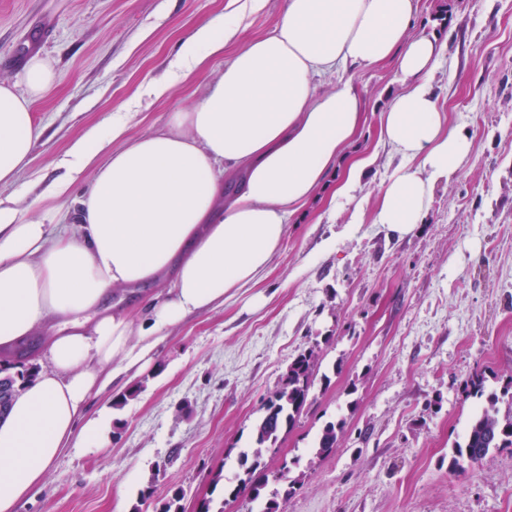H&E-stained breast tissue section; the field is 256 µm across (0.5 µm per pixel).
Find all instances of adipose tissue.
<instances>
[{"label":"adipose tissue","mask_w":512,"mask_h":512,"mask_svg":"<svg viewBox=\"0 0 512 512\" xmlns=\"http://www.w3.org/2000/svg\"><path fill=\"white\" fill-rule=\"evenodd\" d=\"M418 0H284L277 24L251 40L163 130L137 137L112 118L79 138L62 164L95 177L73 212L23 220L0 197V365L54 330L38 377L0 419V512H17L71 448H105L109 407L88 401L148 362L166 332L256 285L290 219L320 188L349 197L373 155L349 157L365 101L353 71L394 61L402 88L379 117L378 143L398 165L372 222L392 238L423 224L438 187L468 160L466 128L450 126L433 86L446 44L411 33ZM240 30L235 14L199 25L180 46L194 71ZM322 78L336 85L318 91ZM46 58L22 84L0 81V190L31 163L44 127L34 102L55 84ZM167 281L143 312L107 308L113 289Z\"/></svg>","instance_id":"1"}]
</instances>
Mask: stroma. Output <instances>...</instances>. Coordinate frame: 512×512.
<instances>
[{
	"mask_svg": "<svg viewBox=\"0 0 512 512\" xmlns=\"http://www.w3.org/2000/svg\"><path fill=\"white\" fill-rule=\"evenodd\" d=\"M419 2L412 31L452 29L435 84L450 124L473 142L425 224L394 242L350 221L356 200L373 210L395 167L379 148L378 118L401 88L393 62L358 70L367 103L359 144L377 159L353 199L321 192L290 222L256 289L170 331L135 376V397L114 384L92 397L94 410L123 402L110 447L62 455L19 512H157L176 488L181 512L202 498L214 512H252L247 499L224 501L211 478L235 480V453L250 447L262 400L310 347L331 382L315 384L296 427L262 457L267 492L283 487L281 463L298 480L286 512H512V450L448 473V452L477 405L463 381L478 372L498 391L512 380V0ZM227 3L0 0V81L21 82L35 55L58 78L34 104L45 132L18 179L25 219L52 206L58 162L79 136L116 112L126 113L129 135L161 129L275 26L283 6L266 0L222 55L168 95H147L146 78L168 76L180 40ZM338 420L336 450L316 455L317 435ZM151 483L154 499L140 501Z\"/></svg>",
	"mask_w": 512,
	"mask_h": 512,
	"instance_id": "obj_1",
	"label": "stroma"
}]
</instances>
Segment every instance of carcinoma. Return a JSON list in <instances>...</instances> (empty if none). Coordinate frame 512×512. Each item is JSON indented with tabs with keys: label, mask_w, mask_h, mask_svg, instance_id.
<instances>
[{
	"label": "carcinoma",
	"mask_w": 512,
	"mask_h": 512,
	"mask_svg": "<svg viewBox=\"0 0 512 512\" xmlns=\"http://www.w3.org/2000/svg\"><path fill=\"white\" fill-rule=\"evenodd\" d=\"M317 366L318 356L315 349L299 351L288 364L277 389L263 400L262 415L253 429L255 447L251 453H239L241 473L238 474L236 482L223 485L224 500L235 501L245 497L261 502V512H285V504L297 480L287 482V489L282 497H264L262 449L276 445L280 435L291 431L295 426L297 418L307 406L310 390L317 376ZM37 375L38 368L30 366L17 377L5 376L7 400H12L15 395L17 382H31ZM511 390L512 380L504 387L501 396L487 391L486 379L481 374H475L464 382L463 391L466 396L479 399L483 404L475 413L463 441L456 443L448 452V474L460 475L492 452L512 448V398L504 400V396ZM504 401L507 402V411L503 413L500 403ZM343 427L342 421L328 423L316 440V453L329 455L334 452L337 432Z\"/></svg>",
	"instance_id": "obj_1"
}]
</instances>
